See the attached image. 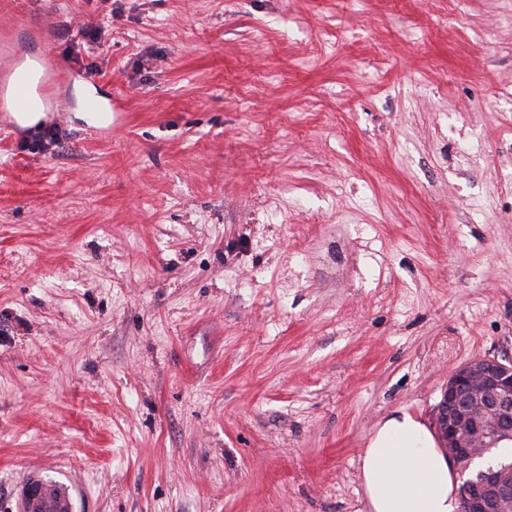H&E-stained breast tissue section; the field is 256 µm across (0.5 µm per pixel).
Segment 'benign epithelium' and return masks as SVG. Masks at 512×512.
<instances>
[{"instance_id": "7a95c632", "label": "benign epithelium", "mask_w": 512, "mask_h": 512, "mask_svg": "<svg viewBox=\"0 0 512 512\" xmlns=\"http://www.w3.org/2000/svg\"><path fill=\"white\" fill-rule=\"evenodd\" d=\"M434 430L453 465L484 457L502 441H512V357L483 356L448 376L434 411ZM464 512H512V465L481 472L459 491ZM22 512H71L50 500L41 482L30 481Z\"/></svg>"}]
</instances>
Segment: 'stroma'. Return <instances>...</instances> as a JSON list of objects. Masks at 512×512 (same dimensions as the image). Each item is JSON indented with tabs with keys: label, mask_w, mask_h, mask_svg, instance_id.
I'll use <instances>...</instances> for the list:
<instances>
[{
	"label": "stroma",
	"mask_w": 512,
	"mask_h": 512,
	"mask_svg": "<svg viewBox=\"0 0 512 512\" xmlns=\"http://www.w3.org/2000/svg\"><path fill=\"white\" fill-rule=\"evenodd\" d=\"M27 6L14 49L72 79L55 155L0 116V512L32 479L72 512H369L376 425L512 356V0Z\"/></svg>",
	"instance_id": "obj_1"
}]
</instances>
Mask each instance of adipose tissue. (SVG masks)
Segmentation results:
<instances>
[{
    "instance_id": "ef3b65f1",
    "label": "adipose tissue",
    "mask_w": 512,
    "mask_h": 512,
    "mask_svg": "<svg viewBox=\"0 0 512 512\" xmlns=\"http://www.w3.org/2000/svg\"><path fill=\"white\" fill-rule=\"evenodd\" d=\"M370 512H459L458 482L430 427L400 411L378 424L360 463Z\"/></svg>"
}]
</instances>
